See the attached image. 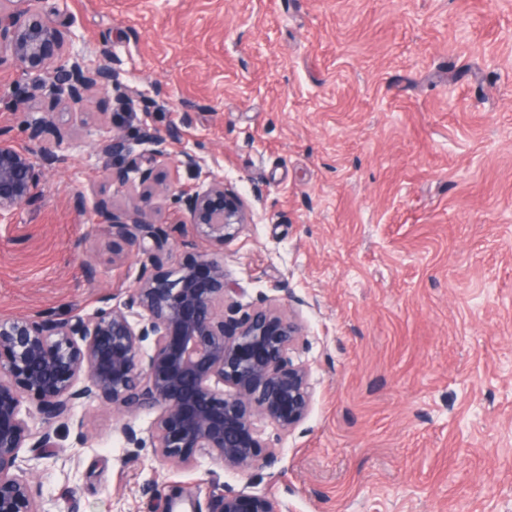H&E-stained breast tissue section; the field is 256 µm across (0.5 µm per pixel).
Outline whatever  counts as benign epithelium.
Returning <instances> with one entry per match:
<instances>
[{"mask_svg": "<svg viewBox=\"0 0 512 512\" xmlns=\"http://www.w3.org/2000/svg\"><path fill=\"white\" fill-rule=\"evenodd\" d=\"M59 8L44 12L36 0H0V52L6 50L28 82L29 98L56 104H83L89 94L120 88L109 63L93 64L69 48ZM121 101L138 106V164L116 167L111 183L151 206L164 201L189 212L196 232L222 249L250 221L245 202L214 177L207 188L178 190L161 169L201 170L202 157L183 150L173 159L178 132H162L151 122L152 101L125 90ZM52 113L29 123L39 142V159L0 132V221L10 220L36 197L39 165H60L62 142L39 140ZM98 147L129 155L132 147L118 133L100 138ZM112 236L129 243L136 254L151 256L168 234L134 207L116 211L99 205ZM224 265L207 254L166 270L144 267L126 299L84 316L61 320L42 312L0 319V512H46L30 481L22 476L19 453L31 448L37 458L57 453L52 427L66 421L79 403L99 402L127 416L116 430L124 441L150 443L157 457L180 468L207 455L224 469L245 472L268 466L278 449L264 441L257 422L284 431L308 415L313 395L310 369L291 358L301 335L300 320L270 305L245 307L237 299ZM152 351H142L145 341ZM36 402L41 427L22 414ZM157 416L148 437L129 416L143 408ZM192 512H284L274 496L217 493L206 505L192 500Z\"/></svg>", "mask_w": 512, "mask_h": 512, "instance_id": "benign-epithelium-1", "label": "benign epithelium"}]
</instances>
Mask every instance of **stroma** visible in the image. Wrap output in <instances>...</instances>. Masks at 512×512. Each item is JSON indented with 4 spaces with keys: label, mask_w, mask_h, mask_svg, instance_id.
I'll list each match as a JSON object with an SVG mask.
<instances>
[{
    "label": "stroma",
    "mask_w": 512,
    "mask_h": 512,
    "mask_svg": "<svg viewBox=\"0 0 512 512\" xmlns=\"http://www.w3.org/2000/svg\"><path fill=\"white\" fill-rule=\"evenodd\" d=\"M73 46L153 95L252 219L224 249L185 211L150 220L171 267L223 262L243 305L297 315L311 371L305 420L259 428L279 450L240 473L184 470L76 405L59 455L28 461L46 512H190L186 495H272L285 512H512V0H66ZM0 67V131L31 147V112L64 164L0 222V319H71L125 298L145 263L99 200L129 205L97 150L116 90L83 117L25 102Z\"/></svg>",
    "instance_id": "1"
}]
</instances>
